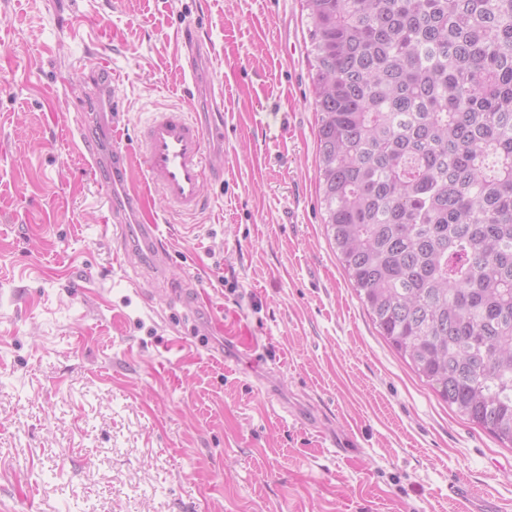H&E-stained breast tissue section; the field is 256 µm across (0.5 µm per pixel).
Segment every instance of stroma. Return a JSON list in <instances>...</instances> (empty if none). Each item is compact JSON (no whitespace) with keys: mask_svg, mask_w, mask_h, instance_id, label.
<instances>
[{"mask_svg":"<svg viewBox=\"0 0 512 512\" xmlns=\"http://www.w3.org/2000/svg\"><path fill=\"white\" fill-rule=\"evenodd\" d=\"M309 48L303 0H0V512H457V483L512 512V449L385 342L327 236ZM90 56L130 148L224 86L223 179L194 213L149 196L154 282L73 151ZM174 38L177 45V60L181 61L183 56L188 58L190 63L188 68L192 75L195 74L198 61L201 57H205L202 53L203 44L197 40L190 27L178 29L174 33Z\"/></svg>","mask_w":512,"mask_h":512,"instance_id":"obj_1","label":"stroma"}]
</instances>
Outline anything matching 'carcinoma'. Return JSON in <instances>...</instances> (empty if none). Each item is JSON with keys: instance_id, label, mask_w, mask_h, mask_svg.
I'll return each instance as SVG.
<instances>
[{"instance_id": "1", "label": "carcinoma", "mask_w": 512, "mask_h": 512, "mask_svg": "<svg viewBox=\"0 0 512 512\" xmlns=\"http://www.w3.org/2000/svg\"><path fill=\"white\" fill-rule=\"evenodd\" d=\"M324 224L381 336L512 448V0H304Z\"/></svg>"}]
</instances>
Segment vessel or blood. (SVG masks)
<instances>
[{"mask_svg": "<svg viewBox=\"0 0 512 512\" xmlns=\"http://www.w3.org/2000/svg\"><path fill=\"white\" fill-rule=\"evenodd\" d=\"M174 38L178 56L188 58L190 65H197L203 45L192 28L178 29ZM99 72V66H90L87 82L91 121L80 124L77 136L89 154L87 165L94 179L109 193H121L127 203L126 210L112 215L113 235L122 237L127 225L137 224L145 246L161 263L166 251L158 225L137 222L141 201L129 186L131 168L133 164H141L146 181L158 189L167 203L186 212L200 210L209 167L205 146L210 142L223 143L224 124L196 118L178 109L154 113L143 128L138 156H131L126 148L115 143L119 103L112 95L111 80L100 79Z\"/></svg>", "mask_w": 512, "mask_h": 512, "instance_id": "1", "label": "vessel or blood"}]
</instances>
